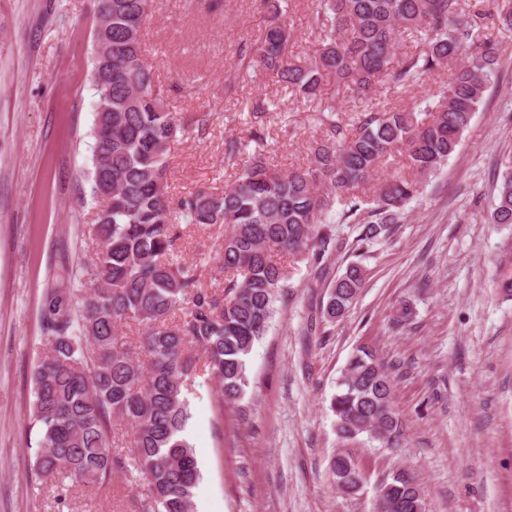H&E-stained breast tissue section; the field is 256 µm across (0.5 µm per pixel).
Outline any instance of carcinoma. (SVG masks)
<instances>
[{
    "label": "carcinoma",
    "instance_id": "1",
    "mask_svg": "<svg viewBox=\"0 0 512 512\" xmlns=\"http://www.w3.org/2000/svg\"><path fill=\"white\" fill-rule=\"evenodd\" d=\"M153 0H96L90 83L95 91L94 149L89 171L94 205L108 204L88 225L98 250L69 269L75 288L44 297L41 326L46 351L34 369L30 426L38 427L34 467L58 486H102L134 462L147 484L153 512H194L200 479L186 430L189 387L208 375L226 403L250 384L248 356L268 331L288 271L272 252L301 260L332 244L323 224H360L370 242L396 223L400 210L436 174L460 143L498 63L491 40L477 45L483 10L469 0H320L311 17L319 49L308 65L294 62L283 0H264L269 14L258 42L240 51L238 68L262 67L305 102L322 82L361 103L349 130L336 122V103L316 108L326 135L305 167L283 173L262 151L263 129L252 128L251 160L237 179L214 194L191 192L170 200L168 151L186 134L187 121L170 111L142 49ZM409 37L414 50L394 60ZM451 67L448 82L417 109L372 106L378 88H405ZM245 147L224 138V161L237 166ZM401 155L409 170L371 184L381 165ZM492 221L512 224V171L500 178ZM227 227L213 259L223 286L202 287L206 264L177 259L182 225ZM365 281L358 263L346 266L321 307L332 322L356 300ZM494 284L512 294V247L497 259ZM141 328L138 345H117L123 326ZM393 377L377 351L359 346L349 357L330 408L342 441L361 437L400 447L401 421L392 402ZM130 425L127 456L112 448V422ZM347 493L362 486V472L344 453L330 462ZM382 512H425L414 478L401 471L382 485Z\"/></svg>",
    "mask_w": 512,
    "mask_h": 512
}]
</instances>
